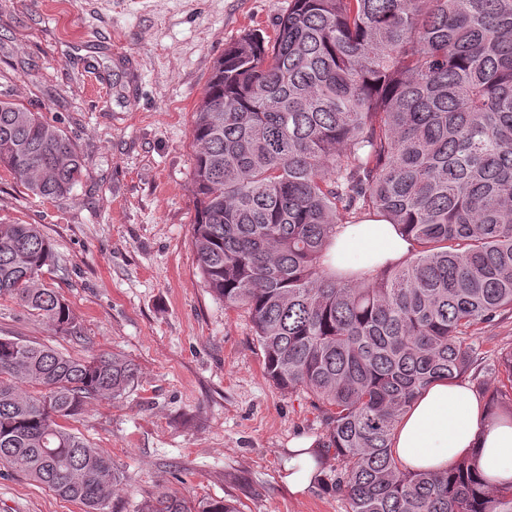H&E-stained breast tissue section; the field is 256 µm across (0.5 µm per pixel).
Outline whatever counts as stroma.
I'll return each instance as SVG.
<instances>
[{
    "label": "stroma",
    "instance_id": "obj_1",
    "mask_svg": "<svg viewBox=\"0 0 512 512\" xmlns=\"http://www.w3.org/2000/svg\"><path fill=\"white\" fill-rule=\"evenodd\" d=\"M288 0H0V100L41 113L85 163L66 197L19 191L0 164V222L53 244L42 273L83 336L50 330L0 298V336L84 357L132 359L135 387L70 425L111 458L107 512L160 492L239 512H347L325 420L264 373L249 314L205 287L192 247L193 114L216 60L244 32H273ZM311 439L321 476L288 488V448ZM0 512H83L0 464Z\"/></svg>",
    "mask_w": 512,
    "mask_h": 512
}]
</instances>
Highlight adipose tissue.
Wrapping results in <instances>:
<instances>
[{"label": "adipose tissue", "instance_id": "obj_1", "mask_svg": "<svg viewBox=\"0 0 512 512\" xmlns=\"http://www.w3.org/2000/svg\"><path fill=\"white\" fill-rule=\"evenodd\" d=\"M408 243L396 225L370 218L347 227L336 238L339 267L360 269L399 261ZM391 450L411 470L444 472L462 457H475L489 485H512V418L490 415L468 386L435 383L423 392L395 425ZM313 442L290 448L288 486L299 492L318 479Z\"/></svg>", "mask_w": 512, "mask_h": 512}]
</instances>
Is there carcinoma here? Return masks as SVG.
I'll list each match as a JSON object with an SVG mask.
<instances>
[{"instance_id":"1","label":"carcinoma","mask_w":512,"mask_h":512,"mask_svg":"<svg viewBox=\"0 0 512 512\" xmlns=\"http://www.w3.org/2000/svg\"><path fill=\"white\" fill-rule=\"evenodd\" d=\"M0 164L34 196L69 195L84 159L57 126L0 101ZM192 239L204 285L244 308L279 389L309 394L343 463L347 512H512L468 459L410 471L395 422L481 355L477 327L512 313V0H288L274 37L224 48L194 113ZM403 227L410 259L342 270L336 237L363 215ZM37 224L0 223V297L67 336L42 282ZM132 360L0 337V463L106 512L121 475L59 420L134 387ZM512 414V352L495 369ZM137 512L194 511L162 492Z\"/></svg>"}]
</instances>
